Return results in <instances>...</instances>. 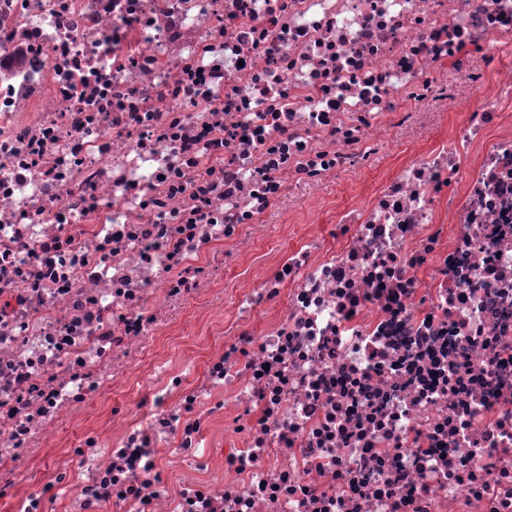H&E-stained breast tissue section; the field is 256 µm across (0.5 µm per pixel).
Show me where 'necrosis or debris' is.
I'll return each mask as SVG.
<instances>
[{"label": "necrosis or debris", "mask_w": 512, "mask_h": 512, "mask_svg": "<svg viewBox=\"0 0 512 512\" xmlns=\"http://www.w3.org/2000/svg\"><path fill=\"white\" fill-rule=\"evenodd\" d=\"M0 501L512 512V0H0Z\"/></svg>", "instance_id": "1"}]
</instances>
